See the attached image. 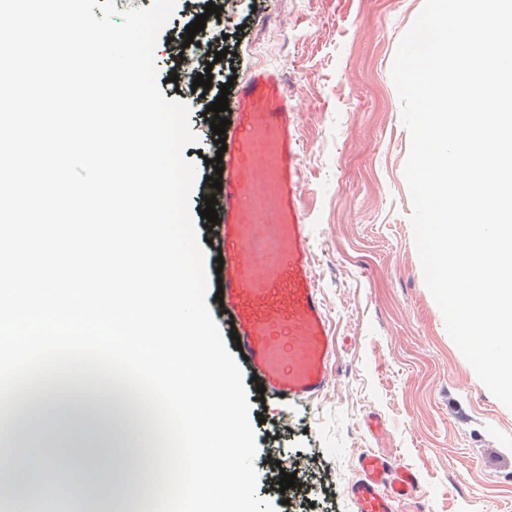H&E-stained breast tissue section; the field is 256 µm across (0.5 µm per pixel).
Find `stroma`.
I'll return each mask as SVG.
<instances>
[{
  "label": "stroma",
  "instance_id": "stroma-1",
  "mask_svg": "<svg viewBox=\"0 0 512 512\" xmlns=\"http://www.w3.org/2000/svg\"><path fill=\"white\" fill-rule=\"evenodd\" d=\"M425 0H224L225 77L277 70L298 114L299 207L335 337L316 398H261L246 381L259 448L295 488L259 472L277 512H355L360 455L412 469L396 512H512V410L479 380L428 290L404 177L410 136L391 68ZM379 418L381 432L369 427Z\"/></svg>",
  "mask_w": 512,
  "mask_h": 512
}]
</instances>
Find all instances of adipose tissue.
Listing matches in <instances>:
<instances>
[{
	"label": "adipose tissue",
	"instance_id": "ef3b65f1",
	"mask_svg": "<svg viewBox=\"0 0 512 512\" xmlns=\"http://www.w3.org/2000/svg\"><path fill=\"white\" fill-rule=\"evenodd\" d=\"M122 126L132 129L124 139L121 156L136 160L151 158L154 147L167 141L172 123L154 112L124 113ZM138 172L118 175L112 195L122 201L121 211H133L134 224L126 240L147 246L163 262L153 280L126 278L123 287L104 292L82 284L85 302L53 299L35 303L15 302L0 313V346L15 347L20 342H36L59 337L63 332L94 331L108 336L113 346L159 365L169 379V390L177 396L183 431L202 435L197 450L204 479L185 489L175 484L168 498L177 512H249L252 494L245 480L247 461L242 449L247 436L244 417L234 404L235 368L211 364V337L198 314L193 289L181 287L187 264L176 244L166 217L176 190L167 178L140 183ZM106 309L107 316L90 321L83 313L87 306ZM132 374L122 365L107 363L81 353L54 355L32 363L0 365V392L13 394L12 404L0 406V417L24 419L27 426H42L44 408H52L57 418L69 417L56 396L62 386H71L98 402L100 391L117 400L112 407L113 422L134 426L140 435L151 438L144 455L155 464L165 459L166 438L154 436L151 424L158 412L152 391L134 397L129 392Z\"/></svg>",
	"mask_w": 512,
	"mask_h": 512
}]
</instances>
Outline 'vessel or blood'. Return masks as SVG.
I'll list each match as a JSON object with an SVG mask.
<instances>
[{"label":"vessel or blood","mask_w":512,"mask_h":512,"mask_svg":"<svg viewBox=\"0 0 512 512\" xmlns=\"http://www.w3.org/2000/svg\"><path fill=\"white\" fill-rule=\"evenodd\" d=\"M233 137L216 195L224 313L271 396L311 400L329 382L333 335L298 208L297 114L278 72L259 68L239 85ZM357 469L356 512H395L396 502L418 487L414 472L381 454L360 456Z\"/></svg>","instance_id":"vessel-or-blood-1"}]
</instances>
